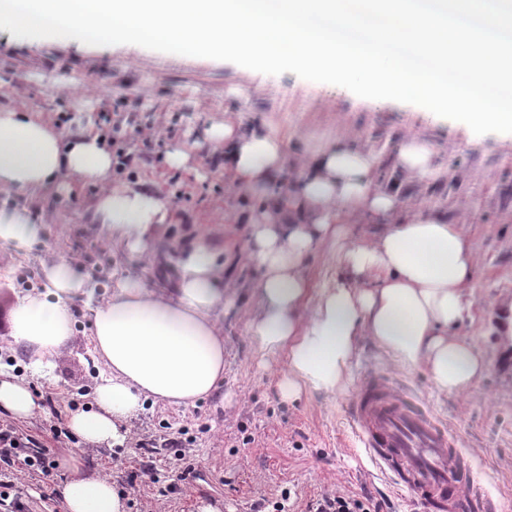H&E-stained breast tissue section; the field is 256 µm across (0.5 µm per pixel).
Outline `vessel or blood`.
<instances>
[{
	"instance_id": "obj_1",
	"label": "vessel or blood",
	"mask_w": 512,
	"mask_h": 512,
	"mask_svg": "<svg viewBox=\"0 0 512 512\" xmlns=\"http://www.w3.org/2000/svg\"><path fill=\"white\" fill-rule=\"evenodd\" d=\"M351 433L378 475L418 512H497L498 504L437 418L400 397L380 373L366 374L348 401Z\"/></svg>"
}]
</instances>
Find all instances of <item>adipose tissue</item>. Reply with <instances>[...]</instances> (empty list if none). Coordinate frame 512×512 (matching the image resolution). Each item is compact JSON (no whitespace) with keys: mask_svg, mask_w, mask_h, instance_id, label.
<instances>
[{"mask_svg":"<svg viewBox=\"0 0 512 512\" xmlns=\"http://www.w3.org/2000/svg\"><path fill=\"white\" fill-rule=\"evenodd\" d=\"M224 148V172L241 189L273 198L252 221L247 261L262 271L255 286L258 314L251 331L263 350L286 351L284 399L302 388L334 390L361 337H370L404 364L422 368L442 394L471 388L486 368L480 347L453 335L470 312L476 253L461 223L447 213H402L400 192L377 185V154L346 145L312 152L290 187L284 140L270 131L234 125L208 129ZM112 149L101 135L64 131L31 111L0 105V191L33 193L68 176L99 186L92 211L108 240L132 257L143 256L169 223L165 197L146 186H109ZM433 146L405 137L395 166L419 182L439 178ZM384 220L369 239L340 248L343 270L318 294L312 317L303 310L309 284L305 256L341 224ZM42 227L25 207H0V244L23 249ZM172 290L119 280L109 300L91 309V345L108 373L95 406L73 412L68 426L87 446L122 444L131 420L152 398L191 405L224 378V336L219 312L234 304L224 263L206 236L176 249ZM49 291L26 297L8 313V335L44 369L72 338L70 302L89 294L87 277L61 261L45 270ZM0 410L28 418L39 410L31 390L0 373ZM66 512H125L109 480L73 471L60 486Z\"/></svg>","mask_w":512,"mask_h":512,"instance_id":"adipose-tissue-1","label":"adipose tissue"}]
</instances>
